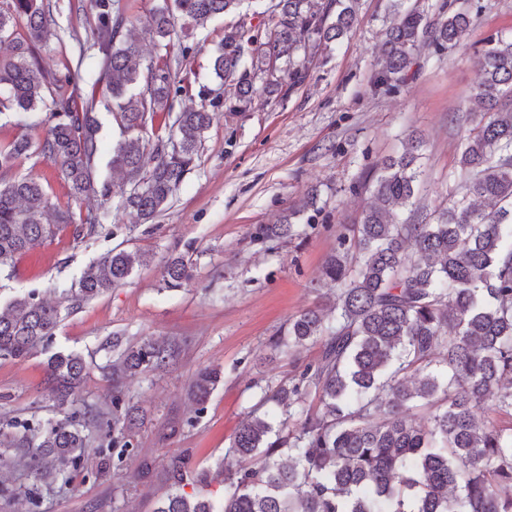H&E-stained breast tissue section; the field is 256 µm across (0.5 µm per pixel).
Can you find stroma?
Masks as SVG:
<instances>
[{"label": "stroma", "instance_id": "obj_1", "mask_svg": "<svg viewBox=\"0 0 512 512\" xmlns=\"http://www.w3.org/2000/svg\"><path fill=\"white\" fill-rule=\"evenodd\" d=\"M396 0H358L353 32L317 55L305 82L286 96L256 94L248 111L233 115L216 108L190 173L165 210L146 231L132 210L115 205L114 238H74L60 233L31 251L13 278L0 277V302L30 290L55 303L56 285L71 282L89 263L117 248L149 257L125 284L74 311L62 314L53 347L83 353L90 372L75 396L76 406L112 408L113 383L102 370L113 337L155 338L175 345L177 355L160 370L125 380L127 404L142 417L121 469L87 476L97 458L74 472L66 484H34L15 454L4 461L7 486H36V512H153L166 490L175 457L190 471L215 473L241 420L267 382H286L321 354L310 343L299 352L271 351L288 321L324 298L318 281L342 225L357 223L371 202L365 180L383 158L401 153L406 135L424 140L420 206L446 204L457 184L460 145L469 123V96L480 80L476 53L493 38H512V0H404L448 12L465 10L473 24L463 45L442 52L422 47L407 80L397 90L374 87L383 31ZM94 12V0H58L59 36L40 51L48 72L75 63L80 44L71 39L70 5ZM224 36L223 20L181 35L188 46L192 92L177 97L175 111L197 106V87L214 86L211 56ZM317 188V210L299 217L300 233L264 243L254 241L256 225L276 223L288 208ZM182 254L195 269L191 283L166 288L161 267ZM46 356L0 362V417H51L45 390ZM221 371L220 385L204 413L193 418L189 386L203 368ZM149 462V476L139 473Z\"/></svg>", "mask_w": 512, "mask_h": 512}]
</instances>
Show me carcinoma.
Returning <instances> with one entry per match:
<instances>
[{
	"mask_svg": "<svg viewBox=\"0 0 512 512\" xmlns=\"http://www.w3.org/2000/svg\"><path fill=\"white\" fill-rule=\"evenodd\" d=\"M247 0H169L150 16L154 43L170 48L177 23L206 28L220 17L224 39L213 59L218 87L199 89L201 105L176 113L177 147L147 150L143 136L160 113L188 91V49L154 65L144 63L140 38L120 0H94L84 31L97 49L86 69L44 72L39 50L57 37L52 0H3L0 114L18 112L26 133L0 142V271L11 276L31 249L69 229L115 237L106 227L112 199L144 221L157 217L192 169L209 129V108L246 112L262 90L280 97L305 81L309 61L354 29L356 0H276L263 11ZM258 23H253V19ZM471 24L465 12L429 15L396 6L380 44L375 83L392 88L417 64L421 45L438 51L460 44ZM481 81L471 99L473 126L461 143L458 193L429 215L419 212L422 138L407 136L404 151L377 166L368 183L373 203L357 224L342 226L322 269L320 287L332 304L309 308L288 322L287 338L272 347L319 343L317 361L289 383L268 384L259 406L241 421L224 449V502L207 506L185 487L181 459L169 465L168 485L155 512H512V427H496L488 411L512 416V39H491L476 57ZM106 82L122 139L106 163L125 182L116 186L100 159L105 145L95 99L75 102L78 82ZM43 131L33 139L30 132ZM38 154L57 166L68 201L53 202L33 177L6 179L22 156ZM97 198L93 208L72 204ZM318 190L253 238L291 237L301 213L317 209ZM409 210L399 220L398 212ZM146 264L136 251L111 249L80 277L57 286L50 303L35 290L0 304V360L21 361L44 351L48 395L55 415L0 421V451L20 452L37 480L66 482L89 456L134 447L140 417L117 388L112 417L72 400L88 373L79 351L50 352L62 304L89 302L123 284ZM194 279L192 263L171 255L163 280L171 289ZM172 356L147 338L107 361L115 384L162 367ZM199 370L191 384L200 416L220 382ZM315 394L319 407L308 405ZM270 403L278 425L259 414ZM414 407L432 409L421 426ZM112 428L105 446L90 447V426Z\"/></svg>",
	"mask_w": 512,
	"mask_h": 512,
	"instance_id": "carcinoma-1",
	"label": "carcinoma"
}]
</instances>
